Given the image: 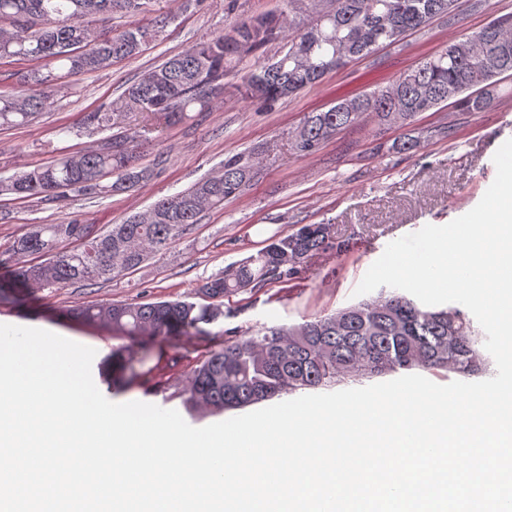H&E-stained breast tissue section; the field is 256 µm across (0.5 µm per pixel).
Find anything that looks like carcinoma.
<instances>
[{"instance_id": "1", "label": "carcinoma", "mask_w": 512, "mask_h": 512, "mask_svg": "<svg viewBox=\"0 0 512 512\" xmlns=\"http://www.w3.org/2000/svg\"><path fill=\"white\" fill-rule=\"evenodd\" d=\"M288 13H263L234 22L227 31L196 44L145 72L109 107L88 115L97 131L114 130L100 148L65 154L52 162L0 179V196L62 201L70 195L127 191L152 179L155 169L134 163L136 139L160 125L204 112L224 93L231 65L275 42L282 54L248 71L239 86L245 97L273 103L295 96L350 61L437 19L456 16V0H287ZM150 0H0V59L32 58L57 62L66 74H91L143 51L171 22L157 15L145 25L115 34L97 33L115 14L149 11ZM512 74V13L423 58L390 84L344 97L323 111L309 112L292 132L293 149L312 155L365 113L380 124L405 130L399 149L416 150L418 114L439 105L457 112H487L504 95L500 77ZM23 89L0 92V127L29 124L54 103L59 91L52 70H33L20 78ZM147 114L136 131L125 118ZM257 153L228 155L218 169L188 189L163 197L106 233L74 219L61 224H27L6 250L15 260L12 288L95 285L130 272L152 255L168 250L201 215L242 195L257 173ZM79 243L72 250L63 244ZM350 251V242L333 224H297L275 233L245 260L208 278L198 293L211 300L124 302L88 306L73 316L106 323L134 343L157 336L188 335L202 324L224 318L222 300L249 288L286 285L299 278L305 259L328 251ZM48 261L20 264L34 254ZM486 335L457 306H428L391 294L317 316L301 324L264 328L255 336L224 340L193 370L183 406L195 414L240 410L298 391L331 388L397 372L454 373L472 378L491 373ZM135 352L112 354V373L131 384Z\"/></svg>"}]
</instances>
